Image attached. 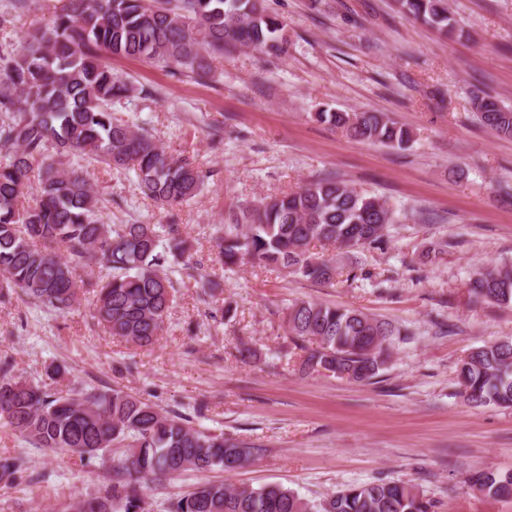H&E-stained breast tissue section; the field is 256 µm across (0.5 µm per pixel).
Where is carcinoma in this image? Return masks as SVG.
<instances>
[{"mask_svg":"<svg viewBox=\"0 0 512 512\" xmlns=\"http://www.w3.org/2000/svg\"><path fill=\"white\" fill-rule=\"evenodd\" d=\"M403 14L453 32L447 0H396ZM278 18L259 0H68L45 27L27 33L20 50L0 69V281L59 313L82 292L96 297L98 322L113 336L151 347L175 300L165 266L184 258L177 225L163 241L154 224H107L90 172L62 159L134 173L139 194L159 205L195 198L209 172L187 155L166 152L154 137L112 112L129 92L116 80L108 56L176 66L203 79L226 49L286 53ZM478 122L512 138V109L480 87L472 92ZM315 120L347 136L406 150L412 133L383 112H317ZM37 173L36 202L19 207ZM393 208L331 174L297 191L247 205L230 215L216 240L227 268L251 262L325 283L358 274L312 249H379ZM106 270L79 280L75 266ZM486 302L512 304V265H490L469 280ZM288 333L316 347L300 368L354 382L384 369L393 340L411 335L359 310L297 301L285 317ZM461 395L473 405L512 408V336L473 347L457 366ZM0 421L50 450L79 458L121 448L112 481L99 495L78 500L73 512H146L144 489L188 471L233 473L251 462L252 449L201 430L178 414L118 389L52 395L30 382L0 377ZM470 489L488 498L512 497V472H482ZM436 503L413 484L377 479L340 488L318 501L281 485L233 488L222 481L194 487L172 512H436Z\"/></svg>","mask_w":512,"mask_h":512,"instance_id":"carcinoma-1","label":"carcinoma"}]
</instances>
